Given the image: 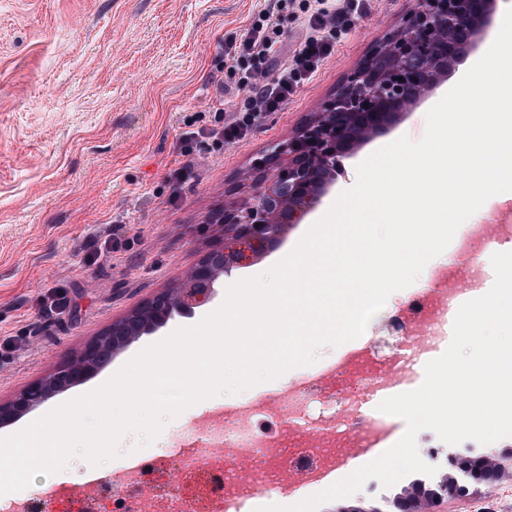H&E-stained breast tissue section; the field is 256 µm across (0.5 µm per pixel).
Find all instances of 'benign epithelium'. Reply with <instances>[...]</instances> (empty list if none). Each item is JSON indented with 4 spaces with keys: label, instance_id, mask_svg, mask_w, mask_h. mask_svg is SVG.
<instances>
[{
    "label": "benign epithelium",
    "instance_id": "1",
    "mask_svg": "<svg viewBox=\"0 0 512 512\" xmlns=\"http://www.w3.org/2000/svg\"><path fill=\"white\" fill-rule=\"evenodd\" d=\"M497 0H414L397 28L373 46L310 119L258 162L274 174L250 196L224 207L223 234L179 279L140 307L112 321L103 336L66 357L49 377L8 403L0 424L13 421L56 393L83 382L112 355L169 320L207 302L215 283L277 246L335 181L338 158L387 133L476 45Z\"/></svg>",
    "mask_w": 512,
    "mask_h": 512
}]
</instances>
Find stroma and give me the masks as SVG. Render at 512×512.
I'll use <instances>...</instances> for the list:
<instances>
[{"label":"stroma","mask_w":512,"mask_h":512,"mask_svg":"<svg viewBox=\"0 0 512 512\" xmlns=\"http://www.w3.org/2000/svg\"><path fill=\"white\" fill-rule=\"evenodd\" d=\"M339 14L336 50L281 108L227 143H185L186 130L211 129L246 108L227 96L235 76L224 41L243 34L260 12L284 43L259 77H279L306 34L300 0H0V401L49 375L112 321L174 287L206 252L211 217L251 192L253 163L287 139L388 30L413 0H325ZM512 0H500L469 62L386 135L344 159L331 191L291 228L292 248L356 181V167L389 141L421 139L425 113L493 43ZM111 245L90 262L93 247ZM70 300L46 315L53 287ZM224 293L141 336L90 379L0 427L14 434L58 405L98 387L143 348L197 324ZM11 340L3 348L2 340ZM342 347L326 346L311 367L237 394L203 400L170 421L153 443L165 451L203 415L266 397L283 380L330 367Z\"/></svg>","instance_id":"35a3bbf8"}]
</instances>
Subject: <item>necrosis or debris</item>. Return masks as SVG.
Here are the masks:
<instances>
[{
    "label": "necrosis or debris",
    "mask_w": 512,
    "mask_h": 512,
    "mask_svg": "<svg viewBox=\"0 0 512 512\" xmlns=\"http://www.w3.org/2000/svg\"><path fill=\"white\" fill-rule=\"evenodd\" d=\"M509 243L511 223L461 225L454 249L467 257L466 268L448 258L442 284L396 307L362 352L205 424L209 447L181 437L167 451L140 456L109 489L112 512H234L242 498L269 494L283 473L333 471L359 459L388 431L383 418L365 415L363 398L381 391L389 376L416 378L456 316L454 291L479 292L483 252Z\"/></svg>",
    "instance_id": "4bbe7bcc"
}]
</instances>
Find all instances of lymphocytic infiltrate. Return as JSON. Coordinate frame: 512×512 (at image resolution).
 I'll return each instance as SVG.
<instances>
[{
	"mask_svg": "<svg viewBox=\"0 0 512 512\" xmlns=\"http://www.w3.org/2000/svg\"><path fill=\"white\" fill-rule=\"evenodd\" d=\"M334 28L335 22L329 12L312 8L302 49L290 62L283 64L278 80L271 85L260 84L257 80L263 64L281 51L279 33L269 15H261L240 39L225 41V56L241 71L236 89L247 92L249 106L246 117L235 118L219 130V139L243 138L262 113L277 110L285 104L298 85L308 80L334 53L336 44L328 37Z\"/></svg>",
	"mask_w": 512,
	"mask_h": 512,
	"instance_id": "f902f5d3",
	"label": "lymphocytic infiltrate"
}]
</instances>
